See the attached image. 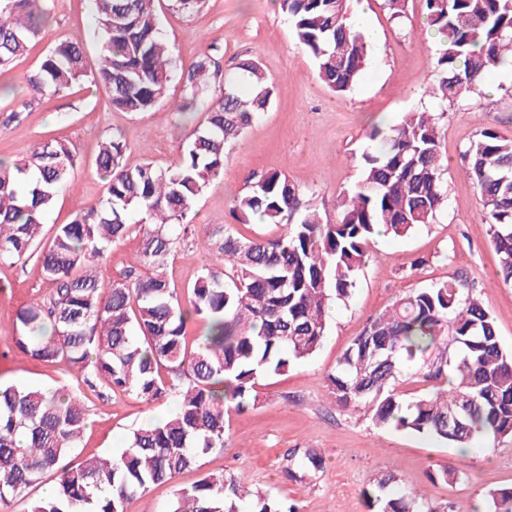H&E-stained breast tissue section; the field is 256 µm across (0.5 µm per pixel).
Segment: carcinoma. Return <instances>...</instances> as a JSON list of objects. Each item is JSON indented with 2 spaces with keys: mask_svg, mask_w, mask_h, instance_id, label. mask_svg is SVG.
<instances>
[{
  "mask_svg": "<svg viewBox=\"0 0 512 512\" xmlns=\"http://www.w3.org/2000/svg\"><path fill=\"white\" fill-rule=\"evenodd\" d=\"M318 78L349 94L372 64L363 32L350 24L352 0H278ZM442 50L427 93L434 111L406 112L375 126L361 152L352 191L336 196V221L279 172L248 177L233 197L238 222L257 218L283 227L252 238L224 224L207 237L211 262L178 299L165 276L175 244L192 235L187 216L208 183L224 170L227 146L272 104L274 85L251 57L237 60L239 80L211 88L218 64L189 67L168 52L154 0H95L101 43L93 80L112 107L151 112L169 83L183 82L177 109L198 108L203 122L186 137L176 161L157 168L123 163L127 144L102 143L95 165L106 181L102 203L59 224L39 247L45 217L70 187L77 165L65 141L49 140L26 156L0 160V262L36 258L53 294L21 304L12 339L35 361L64 362L91 389L132 392L147 402L176 393L172 408L134 430L117 455L77 464L69 457L87 427L80 396L65 387L0 385V512H127L155 485L202 467L224 447V414L248 406L256 381L279 374L321 347L331 301L349 299L373 239L408 237L432 223L448 199L447 165L438 122L482 97L490 72L512 63V0H423ZM405 22L408 0H384ZM40 0H0V73L9 72L43 27ZM85 76L77 37L56 44L23 82L36 95L60 93ZM465 174L482 203L480 224L512 285V140L487 128L464 153ZM140 227L141 243L123 280L101 288L98 270L111 247ZM204 333L187 344V325ZM420 378L432 391L404 397L396 384ZM328 383L336 404L372 423L426 435L451 447L492 446L512 436V351L493 317L453 277L405 293L370 319ZM323 468L307 454L287 477L303 481ZM52 492L34 495L46 481ZM384 476L363 489L369 512H451L448 505L395 496ZM253 495L255 512L282 510L233 477L207 473L181 489L169 512H239ZM489 512H512V487L490 493Z\"/></svg>",
  "mask_w": 512,
  "mask_h": 512,
  "instance_id": "cac0c4a2",
  "label": "carcinoma"
}]
</instances>
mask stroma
<instances>
[{
  "instance_id": "35a3bbf8",
  "label": "stroma",
  "mask_w": 512,
  "mask_h": 512,
  "mask_svg": "<svg viewBox=\"0 0 512 512\" xmlns=\"http://www.w3.org/2000/svg\"><path fill=\"white\" fill-rule=\"evenodd\" d=\"M43 7L48 21L39 37L14 60L10 73L0 76V158H19L33 145L54 138L71 144L78 164L70 188L59 194L47 217L44 231L49 234L102 198L104 181L94 161L106 139L116 136L127 143V166L150 162L165 167L178 158L186 134L202 116L176 112L184 95L176 81L154 111L132 115L113 110L108 91L91 77L99 57L91 0H45ZM156 9L165 41L179 62L188 65L210 55L220 65L214 82L222 85L235 78L238 58L252 57L275 85L270 110L229 146L222 177L211 181L193 206L195 236L178 248L166 269L177 290L193 285L209 263L199 242L214 227L230 222V202L244 190L250 174L279 171L302 186L313 204L332 211L336 195L353 188L360 176L359 157L372 126L396 123L404 112L433 105L426 94L427 79L441 45L427 24L422 0L408 3L415 28L410 37L403 24L390 18L383 0H354L353 13L366 14L371 23L367 37L374 61L345 96L317 79L312 59L274 0H207L203 10L190 16L172 10L169 0H158ZM73 36L85 42L87 77L59 94H33L22 74L38 68L59 40ZM511 87L512 69H498L486 86V97L441 119L447 208L410 237L373 241L352 297L337 303L316 354L285 373L260 378L255 404L225 416L223 449L207 455L202 469L184 472L134 499L127 512H166L176 490L213 472L295 504L298 512H368L363 489L389 474L396 478L395 492L451 503L453 512H474L490 491L512 486V437L463 456L439 440L377 427L362 412L338 407L327 381L371 318L404 292L452 275L481 301L502 344L512 350V286L499 280L498 256L479 226L481 202L463 158L483 129L512 139ZM52 288L36 259L0 263V383L73 388L89 415L77 459L119 451L133 429L163 413L164 407L121 391L101 398L66 364H43L15 347L12 329L18 307L30 296L51 295ZM311 449L320 453L322 470L301 482L289 480L287 469ZM448 464L461 469L460 480L435 478L437 467Z\"/></svg>"
}]
</instances>
